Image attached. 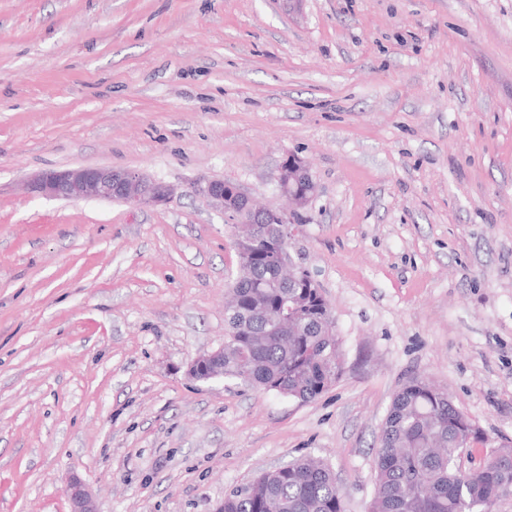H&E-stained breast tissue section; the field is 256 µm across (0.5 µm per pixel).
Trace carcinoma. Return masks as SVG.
<instances>
[{
    "mask_svg": "<svg viewBox=\"0 0 512 512\" xmlns=\"http://www.w3.org/2000/svg\"><path fill=\"white\" fill-rule=\"evenodd\" d=\"M224 377L311 402L343 370L327 333L330 303L306 275L285 288L276 264L258 252L224 305ZM485 437L435 383L415 377L394 395L374 455L370 512H497L512 497V444L473 470L459 466V441ZM224 512H345L325 461L303 456L224 496Z\"/></svg>",
    "mask_w": 512,
    "mask_h": 512,
    "instance_id": "1",
    "label": "carcinoma"
}]
</instances>
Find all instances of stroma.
Masks as SVG:
<instances>
[{"label":"stroma","mask_w":512,"mask_h":512,"mask_svg":"<svg viewBox=\"0 0 512 512\" xmlns=\"http://www.w3.org/2000/svg\"><path fill=\"white\" fill-rule=\"evenodd\" d=\"M317 193L294 260L341 378L303 403L186 370L224 344L233 230L195 186ZM135 170L164 206L27 193ZM512 441V0H0V512H215L312 455L346 512L411 377ZM66 495L70 504V512H97L91 496L81 481L77 479L71 481L66 488Z\"/></svg>","instance_id":"obj_1"}]
</instances>
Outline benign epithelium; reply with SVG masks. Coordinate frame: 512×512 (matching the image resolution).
Listing matches in <instances>:
<instances>
[{
    "label": "benign epithelium",
    "instance_id": "1",
    "mask_svg": "<svg viewBox=\"0 0 512 512\" xmlns=\"http://www.w3.org/2000/svg\"><path fill=\"white\" fill-rule=\"evenodd\" d=\"M278 185L294 208L270 209L258 204L239 185L211 180L198 187V191L219 206L224 215L238 225L234 238L235 249L239 252L248 246L255 229L251 221L242 218L246 213L255 214L268 224L280 225V235L274 250L281 256L289 253L290 241L299 233L296 223L297 209L306 207L316 192V185L308 166L299 158L285 160L279 171ZM29 193L70 201L87 198L120 201L130 206L167 205L173 200L172 189L143 174L115 170L108 167H82L77 169L50 170L29 177L26 181ZM208 367L205 378L224 376V362L219 351L198 356L188 367L187 375L195 378L197 373ZM70 512H96L91 496L83 483L77 479L66 488Z\"/></svg>",
    "mask_w": 512,
    "mask_h": 512
}]
</instances>
